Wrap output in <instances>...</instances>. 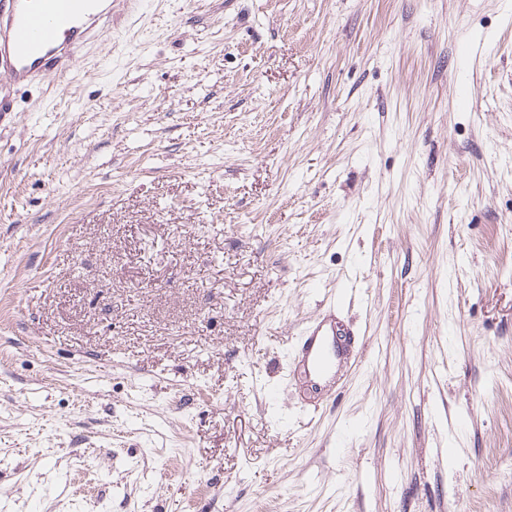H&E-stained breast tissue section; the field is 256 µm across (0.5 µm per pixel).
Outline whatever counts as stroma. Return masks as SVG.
<instances>
[{"instance_id":"1","label":"stroma","mask_w":512,"mask_h":512,"mask_svg":"<svg viewBox=\"0 0 512 512\" xmlns=\"http://www.w3.org/2000/svg\"><path fill=\"white\" fill-rule=\"evenodd\" d=\"M0 92V512H512V0H118ZM335 312V307L329 308L304 329L299 340L297 357L304 367L307 362L313 374L325 382L331 372L335 374L336 361L343 355L342 345L336 342Z\"/></svg>"}]
</instances>
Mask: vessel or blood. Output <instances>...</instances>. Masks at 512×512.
<instances>
[{"mask_svg": "<svg viewBox=\"0 0 512 512\" xmlns=\"http://www.w3.org/2000/svg\"><path fill=\"white\" fill-rule=\"evenodd\" d=\"M111 20L112 0H0V78L18 87L69 76L77 49L108 33ZM335 333L330 309L299 340L300 361L324 379L343 355Z\"/></svg>", "mask_w": 512, "mask_h": 512, "instance_id": "b4317fda", "label": "vessel or blood"}]
</instances>
